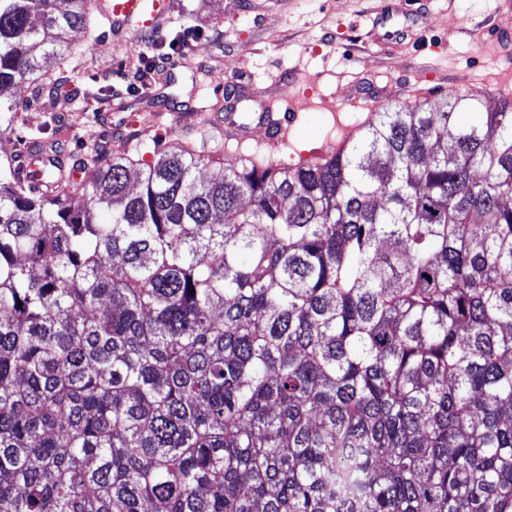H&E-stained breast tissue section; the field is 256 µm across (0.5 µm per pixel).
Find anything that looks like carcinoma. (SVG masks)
<instances>
[{
	"label": "carcinoma",
	"instance_id": "carcinoma-1",
	"mask_svg": "<svg viewBox=\"0 0 512 512\" xmlns=\"http://www.w3.org/2000/svg\"><path fill=\"white\" fill-rule=\"evenodd\" d=\"M97 11L0 0V86ZM359 128L90 148L77 201L0 166V512H512V98Z\"/></svg>",
	"mask_w": 512,
	"mask_h": 512
}]
</instances>
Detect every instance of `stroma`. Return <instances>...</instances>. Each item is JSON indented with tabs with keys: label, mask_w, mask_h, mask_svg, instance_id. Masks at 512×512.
Instances as JSON below:
<instances>
[{
	"label": "stroma",
	"mask_w": 512,
	"mask_h": 512,
	"mask_svg": "<svg viewBox=\"0 0 512 512\" xmlns=\"http://www.w3.org/2000/svg\"><path fill=\"white\" fill-rule=\"evenodd\" d=\"M499 3L405 0L394 22L408 37L382 48L360 26L373 0H174L169 18L151 34L121 36L103 25L91 37L72 34L80 53L65 93L44 98V111L16 114L0 133V160L19 166L27 141L40 135L76 160L93 146L126 154L147 106L151 136L167 145L216 126L209 106L219 99L225 111L240 113L276 95L329 98L349 122L357 110L339 98L357 89L380 106L418 99L435 105L451 90L512 96V52L499 51L493 35ZM186 25L197 37L137 83L138 55L170 43ZM54 105L66 107L63 121H54ZM329 119L325 109L302 113L274 158H309L325 144Z\"/></svg>",
	"instance_id": "1"
}]
</instances>
